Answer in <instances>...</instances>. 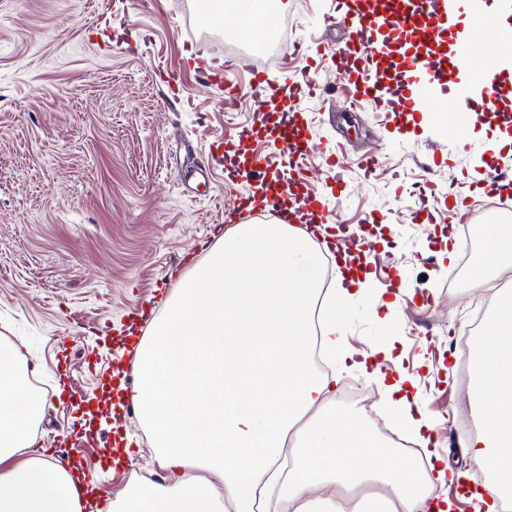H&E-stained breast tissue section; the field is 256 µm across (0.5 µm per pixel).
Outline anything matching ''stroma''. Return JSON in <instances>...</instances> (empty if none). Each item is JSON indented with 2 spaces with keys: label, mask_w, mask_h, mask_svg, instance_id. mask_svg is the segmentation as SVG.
<instances>
[{
  "label": "stroma",
  "mask_w": 512,
  "mask_h": 512,
  "mask_svg": "<svg viewBox=\"0 0 512 512\" xmlns=\"http://www.w3.org/2000/svg\"><path fill=\"white\" fill-rule=\"evenodd\" d=\"M196 2L0 0V339L29 346L27 384L44 401L35 452L57 453L81 430L63 389L83 395L116 372L134 386L133 358L120 347L163 314L177 281L228 230L226 203L246 191L210 173L203 150L254 123L248 75L232 73L243 96L227 112L223 88L204 84L188 64L196 54L221 62L251 55ZM328 13L329 0H288L281 45L257 65L280 80L302 66L292 46L343 43L347 30ZM309 76L329 91L301 104L314 142L309 186L339 223L377 212L383 236L368 292L336 316L344 340L359 352L394 344L414 378L431 429L444 433L430 445L438 455L424 472L430 490L441 470L475 478L480 466L446 427L447 413L469 412L468 398L456 394L448 334L464 331L474 307L466 294L449 293L453 278L466 283L470 273L464 236L448 245L443 203L469 205L472 233L512 222V211L489 207L483 190L485 122L474 119L465 148L421 118L402 134L370 104L351 102L331 63ZM329 153L348 162L344 191L321 168ZM368 154L378 157L369 176L359 165ZM437 155L443 165H434ZM423 207L433 224L410 223ZM390 269L406 285L398 300L383 284ZM102 337L108 347L99 346ZM111 418L77 448L79 468L97 475L99 492L122 496L144 472L166 478L137 408L120 402Z\"/></svg>",
  "instance_id": "1"
}]
</instances>
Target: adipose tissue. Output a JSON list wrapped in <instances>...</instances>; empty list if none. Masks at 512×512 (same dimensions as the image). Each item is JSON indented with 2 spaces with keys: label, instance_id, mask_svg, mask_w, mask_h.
Here are the masks:
<instances>
[{
  "label": "adipose tissue",
  "instance_id": "adipose-tissue-1",
  "mask_svg": "<svg viewBox=\"0 0 512 512\" xmlns=\"http://www.w3.org/2000/svg\"><path fill=\"white\" fill-rule=\"evenodd\" d=\"M476 273L512 259V225L483 229ZM363 282L339 275L322 293L311 238L292 224H239L207 261L175 284L166 314L137 344L133 399L159 463L163 483L135 487L112 512H254L257 497L286 498L292 512H335L321 490L374 485L353 512H427V496L409 463L388 462L360 419L337 410L336 379L309 363L308 315L321 308L319 343L328 362L366 369L336 325L337 305ZM18 346L0 347V512H81L89 490L59 462L14 456L33 444L36 411L7 413L29 397ZM478 381L470 410L481 422L462 446L492 475L496 497L512 496V297L488 312L477 349ZM379 391L401 429L422 431L424 405L411 396V376H379ZM294 464L278 467L287 433Z\"/></svg>",
  "mask_w": 512,
  "mask_h": 512
}]
</instances>
